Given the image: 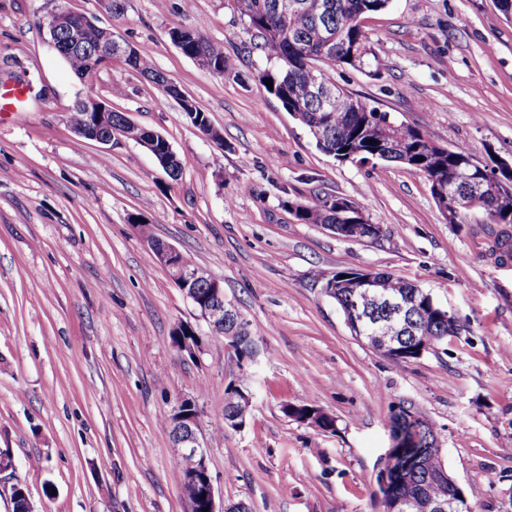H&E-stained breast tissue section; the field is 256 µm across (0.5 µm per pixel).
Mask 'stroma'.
Instances as JSON below:
<instances>
[{
  "label": "stroma",
  "instance_id": "stroma-1",
  "mask_svg": "<svg viewBox=\"0 0 512 512\" xmlns=\"http://www.w3.org/2000/svg\"><path fill=\"white\" fill-rule=\"evenodd\" d=\"M68 5L149 57L222 139L117 58L92 94L162 134L181 177L133 141L77 136L68 116L83 86L36 23L45 0H0V86L28 91L26 111L0 116V512L16 485L34 512H187L163 423L182 397L199 406L217 502L382 512L390 409L408 400L436 425L470 512H512V262L489 254L486 215L448 223L405 165L318 150L260 82L268 61L234 0H126L114 16L99 0ZM175 28L222 44L233 72L183 55ZM364 30L379 69H336V85L434 144L512 161V20L497 0H391ZM325 195L355 202L381 235L345 240L296 219L294 205ZM137 214L223 280L263 349L241 431H212L237 362L141 240ZM319 268L416 282L466 330L389 359L352 333ZM182 324L196 357L172 344ZM287 404L335 430L287 417Z\"/></svg>",
  "mask_w": 512,
  "mask_h": 512
}]
</instances>
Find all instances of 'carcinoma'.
Wrapping results in <instances>:
<instances>
[{"label": "carcinoma", "instance_id": "carcinoma-1", "mask_svg": "<svg viewBox=\"0 0 512 512\" xmlns=\"http://www.w3.org/2000/svg\"><path fill=\"white\" fill-rule=\"evenodd\" d=\"M276 0H236V9L248 22L247 32L260 39V47L272 65L259 76L261 82L272 80L274 95L287 112H299L303 126L312 135L316 147L336 159L363 160L379 155L387 162L403 164L423 175L436 204H441L436 189L454 185L467 191L473 199L472 208L486 213L491 224H512V177L495 189H476L473 184L485 180L479 170L469 165V154L462 149H448L431 143L416 128L386 121V113L368 107L360 99L337 87L330 74L336 68L348 66L361 69L372 63L375 55L368 43L361 20L367 15L385 10L389 0H291L294 6L287 16L276 12ZM337 36L336 44L324 48V32ZM171 37L181 38V51L208 71L222 76L233 70L232 60L224 55V47L203 35L174 28ZM102 40V31L83 32V44L72 46L70 36L61 32V57L88 86H93L101 72L94 52ZM134 71L156 84L166 97L180 101V107L190 121L209 129L208 116L196 103L182 96L181 91L155 68L152 61L135 53L124 57ZM112 112V130L137 143L146 140L150 130L137 126L112 110V101L101 100ZM363 211L351 200L325 196L296 209L303 224H346L362 217ZM357 271L317 269L318 281L337 282L334 300L340 308L349 306L353 289L350 283ZM377 290L388 296L416 301L410 317L400 324V335L406 344L396 359L420 357L418 347L433 350L450 336H458L464 326L448 310L439 306L429 293H421L415 283L390 272L381 273ZM369 335L376 345L382 343L386 331L381 322L387 317L385 309L370 303ZM250 372L239 375V386L228 384L224 390V412H233L240 404L239 389L249 388ZM400 408L391 412V435L402 434V447L396 449L398 473L394 494L401 501L434 499L446 501L460 490L448 474L438 449L432 447L436 429L430 421L414 434L400 422L405 409L417 415L422 412L407 400L399 401Z\"/></svg>", "mask_w": 512, "mask_h": 512}]
</instances>
